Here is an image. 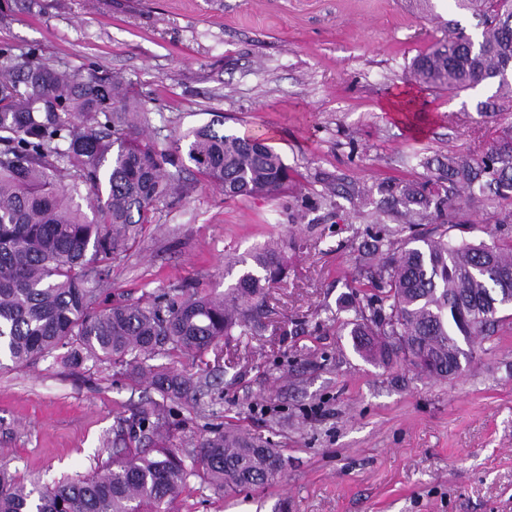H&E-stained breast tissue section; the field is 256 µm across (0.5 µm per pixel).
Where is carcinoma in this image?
Returning a JSON list of instances; mask_svg holds the SVG:
<instances>
[{
	"label": "carcinoma",
	"instance_id": "cac0c4a2",
	"mask_svg": "<svg viewBox=\"0 0 512 512\" xmlns=\"http://www.w3.org/2000/svg\"><path fill=\"white\" fill-rule=\"evenodd\" d=\"M458 3L482 18L480 37L448 34L413 58L411 77L448 91L494 84L483 107L495 110L512 88V0ZM0 62V357L30 366L65 348L69 365H118L160 396L119 419L109 461L91 475L27 486L1 466L0 512H167L192 476L218 492L275 479L282 454L237 427H216L191 450L162 443L171 404L197 400L201 386L147 361L200 355L260 330L267 291L287 273L288 239L226 259L242 272L222 294L179 287L110 303L103 294L112 263L136 246L158 206L187 194L186 163L230 199L279 196L293 182L290 167L261 136L224 130L220 114L160 148L144 137L140 100L120 80L14 64L7 46ZM462 190L508 198L512 130L481 158L453 154L422 181L378 186L381 228L366 235L381 258L354 279L373 290L353 306L350 335L363 356L400 352L419 372L447 377L459 337L470 342L512 320L504 307L462 320L461 309L490 293L512 296V238L488 246L448 235Z\"/></svg>",
	"mask_w": 512,
	"mask_h": 512
}]
</instances>
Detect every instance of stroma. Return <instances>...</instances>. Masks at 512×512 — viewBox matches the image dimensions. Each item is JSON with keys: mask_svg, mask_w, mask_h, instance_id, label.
Returning a JSON list of instances; mask_svg holds the SVG:
<instances>
[{"mask_svg": "<svg viewBox=\"0 0 512 512\" xmlns=\"http://www.w3.org/2000/svg\"><path fill=\"white\" fill-rule=\"evenodd\" d=\"M0 0V45L72 75L120 74L159 146L205 125L265 135L294 169L286 195L228 199L198 175L157 210L115 262L111 295L137 301L177 284L215 293L234 283L226 254L288 237V276L270 289L265 327L232 336L183 374L210 382L181 405L173 444L220 422L269 439L286 466L263 486L224 495L190 478L174 512H512V327L479 340L460 373L430 378L395 355L360 356L339 303L364 265L377 187L419 180L421 159L483 154L512 127V103L487 114L481 85L438 91L411 80L412 59L479 18L454 0ZM369 192L359 207L322 190ZM298 199L302 223L288 221ZM504 200L464 201L458 242H499ZM144 392L108 364L74 368L61 353L0 368V461L18 481L91 473L109 458L119 416Z\"/></svg>", "mask_w": 512, "mask_h": 512, "instance_id": "35a3bbf8", "label": "stroma"}]
</instances>
